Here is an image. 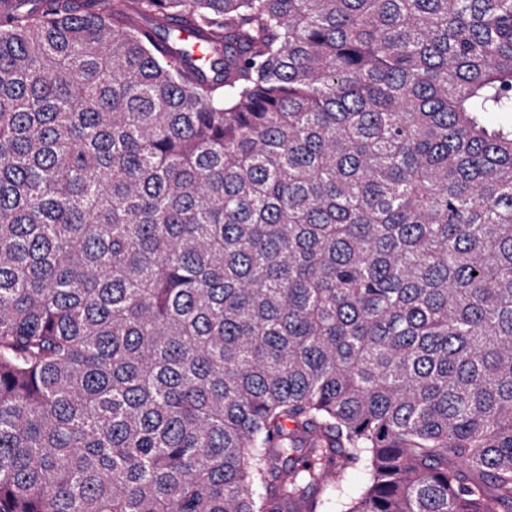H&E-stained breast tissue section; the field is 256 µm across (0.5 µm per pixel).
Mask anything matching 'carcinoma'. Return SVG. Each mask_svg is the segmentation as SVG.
I'll list each match as a JSON object with an SVG mask.
<instances>
[{"label":"carcinoma","mask_w":512,"mask_h":512,"mask_svg":"<svg viewBox=\"0 0 512 512\" xmlns=\"http://www.w3.org/2000/svg\"><path fill=\"white\" fill-rule=\"evenodd\" d=\"M40 2L0 512H512V0Z\"/></svg>","instance_id":"obj_1"}]
</instances>
